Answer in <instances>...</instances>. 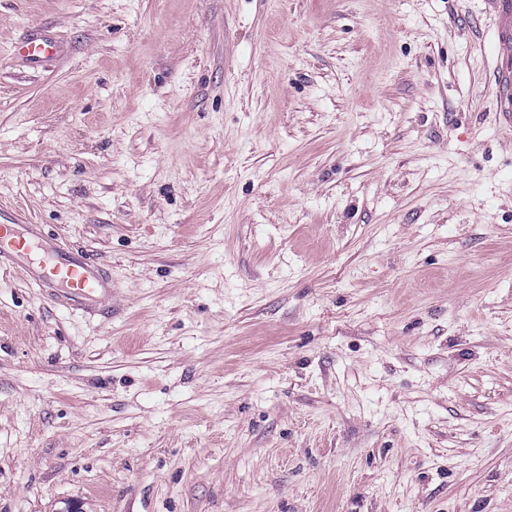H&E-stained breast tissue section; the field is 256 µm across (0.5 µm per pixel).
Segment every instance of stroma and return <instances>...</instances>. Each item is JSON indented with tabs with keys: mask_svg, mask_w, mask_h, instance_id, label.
<instances>
[{
	"mask_svg": "<svg viewBox=\"0 0 512 512\" xmlns=\"http://www.w3.org/2000/svg\"><path fill=\"white\" fill-rule=\"evenodd\" d=\"M486 0H0V512H512ZM56 38L32 64L19 43ZM0 224V266H25L31 278L59 306L92 309L112 291V277L101 263L82 251L57 243L41 224ZM41 250L47 263L33 267L30 255Z\"/></svg>",
	"mask_w": 512,
	"mask_h": 512,
	"instance_id": "35a3bbf8",
	"label": "stroma"
}]
</instances>
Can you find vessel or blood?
Instances as JSON below:
<instances>
[{
    "label": "vessel or blood",
    "mask_w": 512,
    "mask_h": 512,
    "mask_svg": "<svg viewBox=\"0 0 512 512\" xmlns=\"http://www.w3.org/2000/svg\"><path fill=\"white\" fill-rule=\"evenodd\" d=\"M496 18L495 62L492 79L497 88V118L502 128L512 129V0H487ZM54 39L28 41L22 47L31 62L56 53ZM0 266L27 267L31 278L59 306L92 309L112 291V277L101 263L82 251L57 243L42 225L18 230L0 224Z\"/></svg>",
    "instance_id": "vessel-or-blood-1"
}]
</instances>
